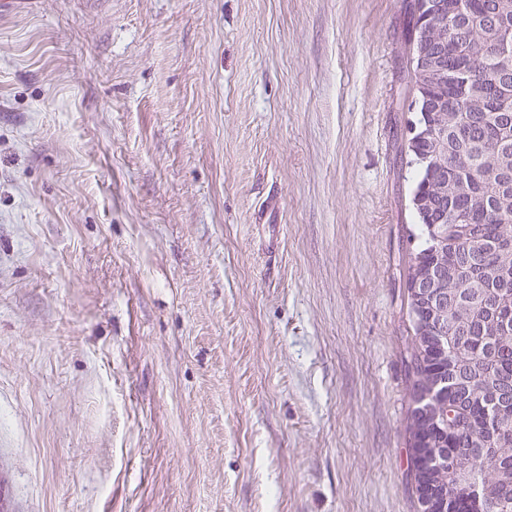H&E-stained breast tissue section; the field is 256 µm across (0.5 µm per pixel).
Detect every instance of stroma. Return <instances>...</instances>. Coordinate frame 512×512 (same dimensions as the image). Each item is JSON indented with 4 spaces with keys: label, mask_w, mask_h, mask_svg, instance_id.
Listing matches in <instances>:
<instances>
[{
    "label": "stroma",
    "mask_w": 512,
    "mask_h": 512,
    "mask_svg": "<svg viewBox=\"0 0 512 512\" xmlns=\"http://www.w3.org/2000/svg\"><path fill=\"white\" fill-rule=\"evenodd\" d=\"M407 2L0 12V512H418Z\"/></svg>",
    "instance_id": "stroma-1"
}]
</instances>
